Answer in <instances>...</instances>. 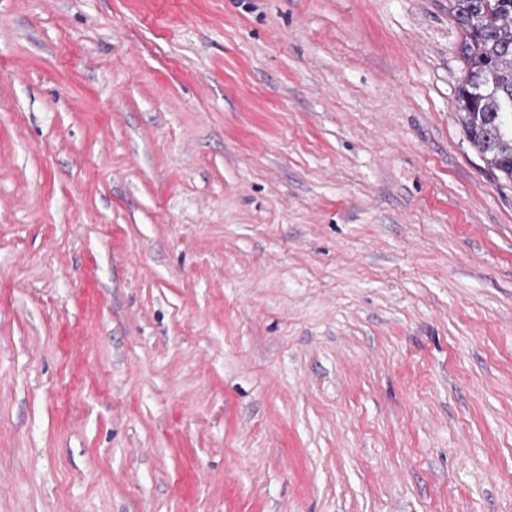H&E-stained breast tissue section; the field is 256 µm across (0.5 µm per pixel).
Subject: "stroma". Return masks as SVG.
Listing matches in <instances>:
<instances>
[{
  "instance_id": "stroma-1",
  "label": "stroma",
  "mask_w": 512,
  "mask_h": 512,
  "mask_svg": "<svg viewBox=\"0 0 512 512\" xmlns=\"http://www.w3.org/2000/svg\"><path fill=\"white\" fill-rule=\"evenodd\" d=\"M451 5L0 0V512H512Z\"/></svg>"
}]
</instances>
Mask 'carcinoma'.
Wrapping results in <instances>:
<instances>
[{"label": "carcinoma", "mask_w": 512, "mask_h": 512, "mask_svg": "<svg viewBox=\"0 0 512 512\" xmlns=\"http://www.w3.org/2000/svg\"><path fill=\"white\" fill-rule=\"evenodd\" d=\"M464 75L456 111L489 169L512 177V0H453Z\"/></svg>", "instance_id": "obj_1"}]
</instances>
